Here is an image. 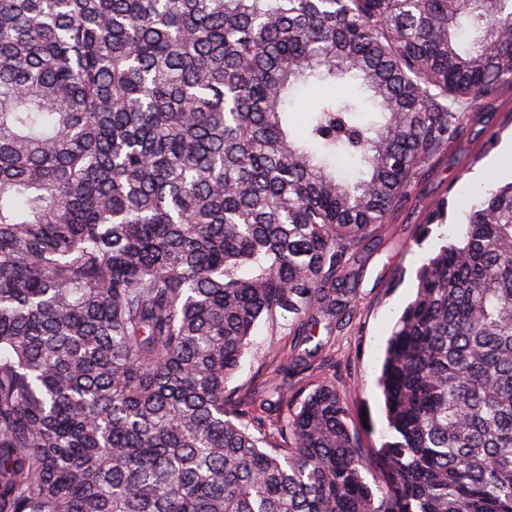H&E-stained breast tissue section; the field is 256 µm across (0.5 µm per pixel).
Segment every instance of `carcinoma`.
Segmentation results:
<instances>
[{"label": "carcinoma", "instance_id": "cac0c4a2", "mask_svg": "<svg viewBox=\"0 0 512 512\" xmlns=\"http://www.w3.org/2000/svg\"><path fill=\"white\" fill-rule=\"evenodd\" d=\"M507 91L512 0H0V512H512V183L419 269L372 454L329 380L229 389L263 321L313 369Z\"/></svg>", "mask_w": 512, "mask_h": 512}]
</instances>
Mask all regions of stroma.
<instances>
[{
	"label": "stroma",
	"mask_w": 512,
	"mask_h": 512,
	"mask_svg": "<svg viewBox=\"0 0 512 512\" xmlns=\"http://www.w3.org/2000/svg\"><path fill=\"white\" fill-rule=\"evenodd\" d=\"M488 148L471 158L473 146ZM512 144V125L500 127L496 111L481 112L448 153L416 179L406 202L391 211L382 235L362 249L354 267L357 297L349 315L334 329L320 357L318 371L292 382L281 373L283 355L295 342L286 322L261 323L252 336L232 386L237 393H257L263 386L287 384L290 392L311 390L319 378L333 381L351 412V425L364 453L380 448L389 436L378 386L387 340L412 299L416 274L424 258L439 246L437 234L419 238L436 204L447 201L446 227L457 232L470 203L463 197L472 187L512 181V167L497 165L504 143Z\"/></svg>",
	"instance_id": "35a3bbf8"
}]
</instances>
